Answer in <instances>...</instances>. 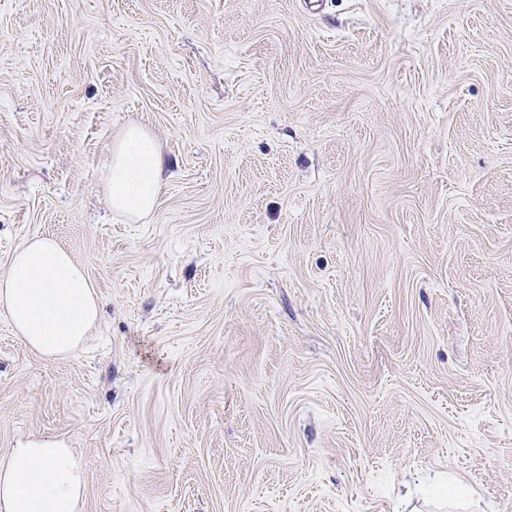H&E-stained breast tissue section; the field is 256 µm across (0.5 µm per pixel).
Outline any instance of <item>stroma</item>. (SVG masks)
<instances>
[{
  "instance_id": "35a3bbf8",
  "label": "stroma",
  "mask_w": 512,
  "mask_h": 512,
  "mask_svg": "<svg viewBox=\"0 0 512 512\" xmlns=\"http://www.w3.org/2000/svg\"><path fill=\"white\" fill-rule=\"evenodd\" d=\"M38 235L99 321L0 311V459L75 449L79 512H512V0H0V277ZM165 160L155 139L140 126L127 127L113 142L105 183L112 209L150 216L166 185ZM433 498L446 502L448 505L454 508H464L466 499L470 496L469 491L465 488L461 481L445 483H438L434 485L432 490Z\"/></svg>"
}]
</instances>
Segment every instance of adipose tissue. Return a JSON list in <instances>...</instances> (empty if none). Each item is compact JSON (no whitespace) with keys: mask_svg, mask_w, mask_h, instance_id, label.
Instances as JSON below:
<instances>
[{"mask_svg":"<svg viewBox=\"0 0 512 512\" xmlns=\"http://www.w3.org/2000/svg\"><path fill=\"white\" fill-rule=\"evenodd\" d=\"M165 160L142 127L113 142L105 183L112 209L150 216L166 185ZM0 308L14 332L40 355L55 359L84 344L99 317L86 272L49 236L30 238L0 278ZM86 470L72 449L45 441L11 449L0 460V512H77Z\"/></svg>","mask_w":512,"mask_h":512,"instance_id":"1","label":"adipose tissue"}]
</instances>
